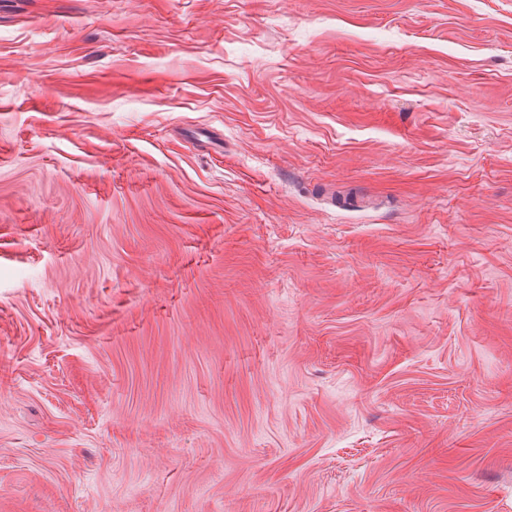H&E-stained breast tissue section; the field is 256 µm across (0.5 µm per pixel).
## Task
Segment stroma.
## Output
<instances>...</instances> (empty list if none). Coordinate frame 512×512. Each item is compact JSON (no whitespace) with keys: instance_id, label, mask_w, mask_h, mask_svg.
Masks as SVG:
<instances>
[{"instance_id":"35a3bbf8","label":"stroma","mask_w":512,"mask_h":512,"mask_svg":"<svg viewBox=\"0 0 512 512\" xmlns=\"http://www.w3.org/2000/svg\"><path fill=\"white\" fill-rule=\"evenodd\" d=\"M0 512H512V0H0Z\"/></svg>"}]
</instances>
